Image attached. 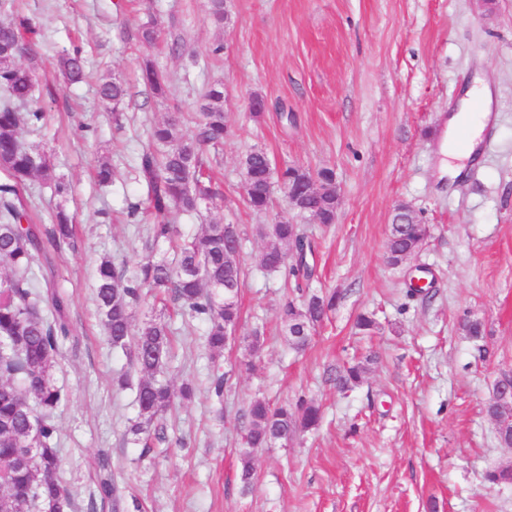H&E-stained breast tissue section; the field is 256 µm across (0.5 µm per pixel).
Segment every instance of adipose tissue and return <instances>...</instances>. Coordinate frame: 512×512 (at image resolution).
Listing matches in <instances>:
<instances>
[{
    "label": "adipose tissue",
    "instance_id": "ef3b65f1",
    "mask_svg": "<svg viewBox=\"0 0 512 512\" xmlns=\"http://www.w3.org/2000/svg\"><path fill=\"white\" fill-rule=\"evenodd\" d=\"M492 89L488 81L475 79L448 119L444 153L448 161L444 171L449 179L458 178L463 170L462 162L476 158L482 142L486 120L492 111ZM465 132L464 146H457L455 135Z\"/></svg>",
    "mask_w": 512,
    "mask_h": 512
}]
</instances>
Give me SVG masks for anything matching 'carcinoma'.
I'll list each match as a JSON object with an SVG mask.
<instances>
[{"label": "carcinoma", "instance_id": "carcinoma-1", "mask_svg": "<svg viewBox=\"0 0 512 512\" xmlns=\"http://www.w3.org/2000/svg\"><path fill=\"white\" fill-rule=\"evenodd\" d=\"M12 19L0 21V169L7 180L0 182V512H45L55 504V512H67L70 496L62 476L57 409L69 400L58 385L54 372L63 342L70 335L66 320L67 302L51 295V310L43 311L45 292L38 272L45 259V243L56 247L75 246L74 215L59 208L54 223H31L22 192L26 185L41 179L51 183L57 196L69 195L70 185L53 175L47 154L21 141V131L40 130L46 120L41 106H31L35 91L32 70L21 58L35 51V27L29 18L11 12ZM59 69L65 82L75 85L84 78V59L79 50L60 55ZM142 81L154 94L162 96L166 79L150 62L142 68ZM99 95L120 123V107L127 88L110 76L102 79ZM230 130L224 120V85L209 84L201 94L198 119L185 134L180 119L168 118L149 129V143L138 156L137 173L147 187V203L128 200L126 223L140 224L147 214L151 222L144 228V248L163 243L173 256L157 259L149 253L136 262L133 273L127 263L108 257L96 268L95 301L98 319L108 342L129 358L128 368L139 375L136 387L137 419L128 432L134 440L166 439L163 420L176 400L191 398L188 383L174 391L161 378L172 358L175 335L171 321L162 315L134 329V309L153 298L171 300L191 321L206 326L205 348L212 367L219 368L229 333L239 324V295L244 286L240 257L230 256L229 235L241 242L234 224H206L201 233L180 234L178 216L193 217L210 209L224 197L204 158L205 152L224 144ZM246 202L256 212L270 208L274 184L284 186L300 178L299 169L289 166L275 173L267 153L255 149L240 162ZM295 210L319 224L336 220V200L302 197ZM399 223L390 226L386 240L387 261L399 265L415 255L429 235L428 225L413 213L395 208ZM257 235L266 240L259 255V267L266 272L286 269L296 280L310 281L315 270L307 261L311 241L301 225L286 221L261 224ZM336 293L307 295L299 307L286 303L281 321L290 346L307 347L311 332L336 308ZM370 359L336 369L331 381L340 391L357 385ZM320 421L319 407L304 399L296 405L273 408L263 398H255L248 409L244 445L266 448L286 442L297 433L314 429ZM90 508L117 507L111 470L100 466L94 475Z\"/></svg>", "mask_w": 512, "mask_h": 512}]
</instances>
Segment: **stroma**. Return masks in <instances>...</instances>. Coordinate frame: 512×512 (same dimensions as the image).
<instances>
[{"mask_svg":"<svg viewBox=\"0 0 512 512\" xmlns=\"http://www.w3.org/2000/svg\"><path fill=\"white\" fill-rule=\"evenodd\" d=\"M227 9L219 28L207 0L19 2L37 28L29 65L46 111L44 128L22 138L47 150L72 187L63 201L32 182L33 219L51 223L63 204L80 227L76 247L47 252V278L68 298L72 326L56 370L70 394L57 413L70 512H88L103 459L119 512H512V484L486 479L512 467V448L499 444L485 412L495 380L512 372V0H229ZM149 21L151 44L139 39ZM176 38L183 52L172 50ZM76 46L86 75L71 86L58 56ZM148 60L167 77L166 96L144 86ZM478 72L494 92L492 118L477 161L451 181L438 172L448 115ZM107 74L129 87L118 124L97 95ZM211 83L224 86L231 130L212 165L224 198L178 224L188 235L212 221L239 226L246 282L237 333L260 334L262 347L250 369L243 345L225 348L219 399L204 325L178 337L166 378L176 388L192 382L196 394L169 416L168 445L147 449L128 432L135 389L116 383L127 358L95 319L94 274L101 256L143 255L124 217L127 200L147 195L135 178L147 127L197 112ZM257 96L266 108L256 116ZM255 149L279 168H331L342 195L335 223H313L279 189L269 211H252L240 161ZM104 158L115 173L107 187L95 181ZM400 203L430 234L417 256L393 266L384 247ZM283 215L314 245L310 289L340 296L300 353L288 344L280 307L301 303L306 291L257 263L264 242L256 226ZM420 267L432 288L412 297ZM362 313L378 321L372 335L354 332ZM466 319L484 324L483 341L461 330ZM372 350L378 358L360 385L337 392L330 373ZM257 395L315 401L323 421L287 446L254 449L247 488L241 435Z\"/></svg>","mask_w":512,"mask_h":512,"instance_id":"obj_1","label":"stroma"}]
</instances>
